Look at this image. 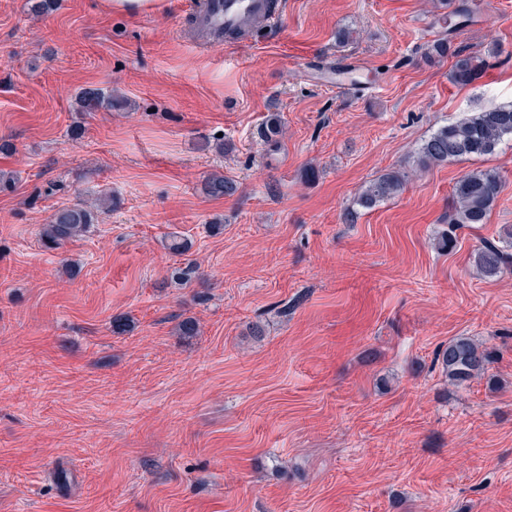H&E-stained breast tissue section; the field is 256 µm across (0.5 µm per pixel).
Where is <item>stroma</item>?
Masks as SVG:
<instances>
[{
	"instance_id": "1",
	"label": "stroma",
	"mask_w": 512,
	"mask_h": 512,
	"mask_svg": "<svg viewBox=\"0 0 512 512\" xmlns=\"http://www.w3.org/2000/svg\"><path fill=\"white\" fill-rule=\"evenodd\" d=\"M471 2L463 23L442 0H279L273 28L209 46L198 0H0V512H512V270L472 259L512 227V138L418 154L512 104V0ZM461 49L487 61L466 85ZM337 65L355 89L327 84ZM84 88L128 105L80 116ZM476 168L501 193L440 249ZM391 171L404 191L360 207ZM215 172L234 195L202 191ZM102 196L98 224L45 247L55 209ZM458 336L494 361L456 386L434 357ZM105 6L113 12L129 16L144 12L160 13L167 10V0H104ZM512 136V105L475 112L439 127L419 149L424 165L491 155L506 136Z\"/></svg>"
}]
</instances>
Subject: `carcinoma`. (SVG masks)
<instances>
[{
    "label": "carcinoma",
    "instance_id": "1",
    "mask_svg": "<svg viewBox=\"0 0 512 512\" xmlns=\"http://www.w3.org/2000/svg\"><path fill=\"white\" fill-rule=\"evenodd\" d=\"M486 60L476 52L461 50L455 54L452 79L466 85L483 71ZM78 111L82 113L110 111L123 106V101L102 89L84 90L77 95ZM282 134L278 114H270L263 127L265 141L276 146ZM512 136V105H503L476 112L468 118L439 127L419 149V161L425 165H440L448 161L491 155L505 137ZM407 175L390 172L371 180L360 193L357 203L364 209L395 197L404 189ZM501 179L494 169H474L455 184L454 211L448 217L450 229L439 245L451 249L455 244L453 229L465 224H483L501 191ZM205 194L212 197L230 196L237 190L235 182L222 175L212 174L204 182ZM112 206V199L99 200L95 209L85 203H74L57 209L43 228L45 241L60 246L84 235L98 220V210ZM512 229L508 228L499 240H486L475 250L474 264L485 277H496L512 267ZM448 383L459 385L483 376L491 363L492 353L468 336H458L435 353Z\"/></svg>",
    "mask_w": 512,
    "mask_h": 512
}]
</instances>
